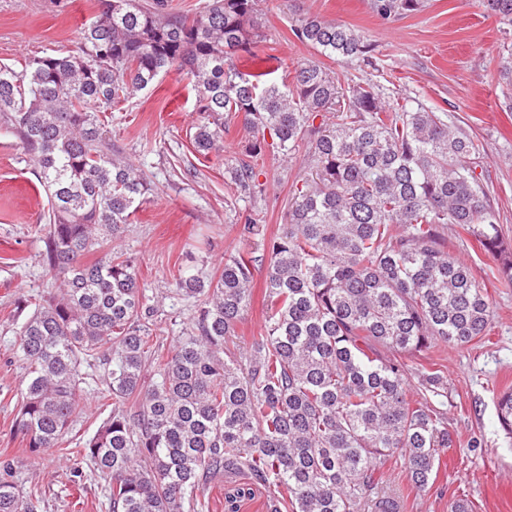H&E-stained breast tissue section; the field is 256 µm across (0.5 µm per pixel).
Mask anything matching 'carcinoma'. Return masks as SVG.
<instances>
[{
    "label": "carcinoma",
    "mask_w": 512,
    "mask_h": 512,
    "mask_svg": "<svg viewBox=\"0 0 512 512\" xmlns=\"http://www.w3.org/2000/svg\"><path fill=\"white\" fill-rule=\"evenodd\" d=\"M102 0L80 50L37 58L22 73L0 65V125L20 140L51 203L44 263L59 293L16 331L26 370L10 431L33 452L88 460L104 481L108 512H201L207 485L246 472L270 490L267 512H399L382 469L401 459L418 490L452 443L448 384L434 366L406 365L439 343L487 335L492 303L467 264L448 251L456 224L489 255L501 252L496 213L471 161L473 143L445 112L351 85L319 59L242 72L261 26L258 0H208L193 17L165 0ZM512 25V0H481ZM424 0H371L399 19ZM297 41L336 62L373 64L358 31L308 16ZM512 85V42L499 51ZM172 69L192 79L206 118L192 144L224 149V115L252 132L228 169L238 199L260 192L258 160L308 149L285 224L266 236L255 207L235 225L251 250L224 256L215 275L177 269L171 292L195 299L176 346L149 343L159 309L137 260L112 249L150 191L94 108H118ZM264 276L260 332L229 344ZM112 401L96 432L73 441L88 392ZM512 434V389L496 400ZM38 498L0 460V512H37Z\"/></svg>",
    "instance_id": "carcinoma-1"
}]
</instances>
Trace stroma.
<instances>
[{
	"label": "stroma",
	"instance_id": "35a3bbf8",
	"mask_svg": "<svg viewBox=\"0 0 512 512\" xmlns=\"http://www.w3.org/2000/svg\"><path fill=\"white\" fill-rule=\"evenodd\" d=\"M259 9L255 53L235 59L242 71L269 70L279 77L313 58L314 50L299 43L292 30L303 18L316 16L361 31L375 46V66L333 64L342 80L382 83L391 100L409 99L447 113L473 143L477 172L512 257V89L497 77L505 26L487 15L480 0H425L421 11L395 21L379 18L371 0H259ZM100 11L99 0H0V65L21 72L35 58L77 49L84 26ZM107 119L113 140L153 186L122 247L136 258L159 300L161 338L169 348L193 308L192 302L166 294L177 265L191 261L211 273L223 266L226 254L244 247L234 230L239 207L227 168L250 134L239 118H225L223 152L195 153L191 136L202 116L185 72L176 70L135 93ZM260 166L264 192L255 206L273 233L285 221L290 187L302 166L270 154ZM49 207L18 139L0 127V449H11L19 483L38 486V512H107L101 505L104 482L90 461L74 470L51 452L19 450L9 430L25 384L24 366L15 358L16 303L38 301L57 288L41 258L45 246L39 227ZM445 234L450 252L468 264L487 291L494 318L481 341L465 347L441 344L422 358L407 357L412 367L436 364L447 378L453 442L441 449L438 472L426 490L412 488L400 463L389 464L382 481L399 497L401 512H448L455 497L471 501L474 512H512V438L502 430L495 404L496 393L512 388V285L500 276V260L458 225H449ZM238 487L250 495L235 510L228 495ZM268 495L266 486L245 476H226L206 490V512H267Z\"/></svg>",
	"mask_w": 512,
	"mask_h": 512
}]
</instances>
